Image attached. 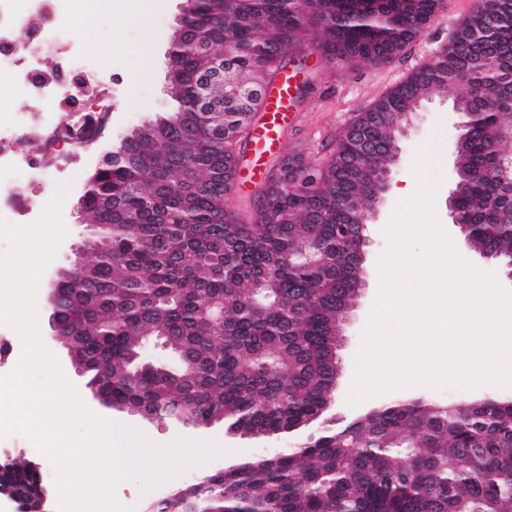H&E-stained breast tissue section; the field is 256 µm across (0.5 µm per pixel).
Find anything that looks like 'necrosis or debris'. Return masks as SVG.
I'll use <instances>...</instances> for the list:
<instances>
[{
    "instance_id": "necrosis-or-debris-1",
    "label": "necrosis or debris",
    "mask_w": 512,
    "mask_h": 512,
    "mask_svg": "<svg viewBox=\"0 0 512 512\" xmlns=\"http://www.w3.org/2000/svg\"><path fill=\"white\" fill-rule=\"evenodd\" d=\"M101 0H0V105L23 98L20 109L0 119V168L14 169L15 155L5 139L28 138L32 144L23 161L21 178L0 179V214L32 218L34 207L24 193L32 185L45 195L55 190L53 170L64 169L66 156L47 164L44 144L65 140L68 149L81 148L83 141L55 121L65 103V89L76 82L92 83L101 78L96 53L74 37L79 15L101 11ZM61 52L62 62L53 71L40 66L20 68L21 60Z\"/></svg>"
}]
</instances>
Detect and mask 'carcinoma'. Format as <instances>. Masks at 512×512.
Returning a JSON list of instances; mask_svg holds the SVG:
<instances>
[{"mask_svg": "<svg viewBox=\"0 0 512 512\" xmlns=\"http://www.w3.org/2000/svg\"><path fill=\"white\" fill-rule=\"evenodd\" d=\"M440 0H193L188 37L172 52L174 111L134 129L86 181L81 218L97 229L85 272L45 299L68 350L104 390L109 407H155L158 420L215 421L273 437L305 429L336 389L340 319L360 283L348 225L370 211L389 146L413 99L452 93L468 152L456 176L466 243L512 262V169L485 129L512 113V0H484L433 60L358 111L336 150L312 165L290 158L262 189L249 222L230 210L242 145L262 96L224 121L198 102L222 55L240 82L268 86L303 55L309 32L329 59L357 69L400 55ZM379 144L371 157L356 133ZM151 341L172 366L137 367ZM497 399L448 405L401 400L341 426L327 424L279 455L204 476L153 512H512V410ZM0 480L32 488L25 464Z\"/></svg>", "mask_w": 512, "mask_h": 512, "instance_id": "carcinoma-1", "label": "carcinoma"}]
</instances>
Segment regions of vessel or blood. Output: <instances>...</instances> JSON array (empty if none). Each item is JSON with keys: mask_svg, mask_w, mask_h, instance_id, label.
<instances>
[{"mask_svg": "<svg viewBox=\"0 0 512 512\" xmlns=\"http://www.w3.org/2000/svg\"><path fill=\"white\" fill-rule=\"evenodd\" d=\"M297 76L283 71L267 91L263 104V117L251 137L252 156L247 162L250 171H257L262 155L275 152L279 145V134L292 119L294 92Z\"/></svg>", "mask_w": 512, "mask_h": 512, "instance_id": "1", "label": "vessel or blood"}]
</instances>
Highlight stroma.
<instances>
[{
  "mask_svg": "<svg viewBox=\"0 0 512 512\" xmlns=\"http://www.w3.org/2000/svg\"><path fill=\"white\" fill-rule=\"evenodd\" d=\"M182 3L183 0H160L157 9L144 21L135 16L130 0H112L111 10L99 13L92 27L82 28L78 33L80 41L104 44L110 46L111 51L104 59V75L97 94L88 97L86 104H74L64 113L66 123L71 126L77 125L87 111L98 113L99 123L93 143L88 148L76 150L68 171L58 176L59 183L68 187L62 211L68 234L56 258L45 269L43 282H50L58 269L67 267L73 250L81 247L93 234L92 228L78 217V201L87 177L103 155L115 148L133 129L166 115L174 106L168 93L167 72L172 36L181 15ZM471 10L472 0H442L440 9L426 23L421 34L401 55L384 63L352 71L329 60L321 64L310 62L308 69L298 75V82L304 85L305 91L293 107L296 119L282 135L280 153L266 157L267 169H275L288 155H301L310 164L326 158L335 149L340 130L355 113L432 60L449 34ZM145 48L151 51L152 74L136 82L132 79V71L136 69L139 54ZM455 120L456 109L452 98L447 95L436 97L422 103L408 128L398 138V158L390 166L389 188L376 204L375 217L366 229L363 283L357 297L344 313L342 343L338 350L337 387L332 402L322 416L323 421H351L394 401L416 397L441 405L484 397L512 398V389L480 387L463 390L445 387L433 390L411 386L368 399L356 406L347 402L355 355L376 298L378 261L386 248L383 230L401 198L400 188L415 181L412 167L424 144H432L433 149L427 159L444 176L436 195L438 217L453 240L462 238L459 228L452 224L448 216V196L454 179ZM39 318L46 347L57 357L64 375L93 412L140 431L158 445H168L182 438L213 441L225 448V455L190 467L178 475L175 482L163 483L150 491H142L136 482H123L116 489L117 497L123 504L134 507L136 512H146L150 504L169 497L175 488L194 484L203 475L222 469L224 464L243 463L265 454L269 449L296 445L302 438L298 432L263 439L241 437L226 434L220 424L206 429L173 425L104 407L93 400L85 386V378L77 373L66 349L52 339L47 309H40Z\"/></svg>",
  "mask_w": 512,
  "mask_h": 512,
  "instance_id": "obj_1",
  "label": "stroma"
}]
</instances>
